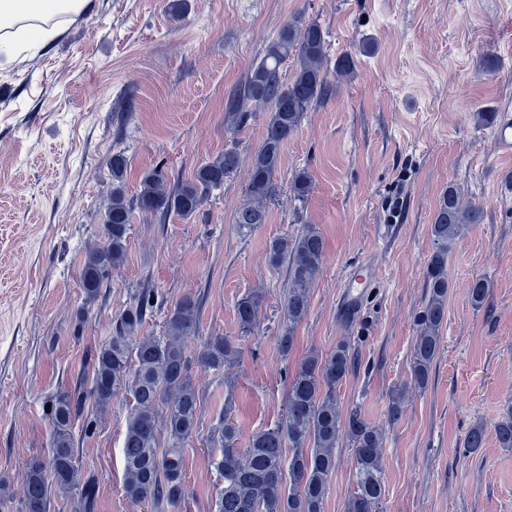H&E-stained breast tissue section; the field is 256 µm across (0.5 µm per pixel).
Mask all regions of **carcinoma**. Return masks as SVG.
Segmentation results:
<instances>
[{"label":"carcinoma","instance_id":"1","mask_svg":"<svg viewBox=\"0 0 512 512\" xmlns=\"http://www.w3.org/2000/svg\"><path fill=\"white\" fill-rule=\"evenodd\" d=\"M328 42L322 26L302 15L293 17L271 42L249 71L235 98L268 113L263 141L250 162L245 201L236 212L235 223L253 229L267 221L268 206L277 192L276 177L282 146L294 134L306 112L323 102L329 90ZM293 60L291 79L282 78L281 66ZM247 112L230 102L225 131L234 136L246 123ZM241 162L237 143L224 153L202 162L192 179L167 187L168 173L162 167L146 172L139 193L128 198L124 177L128 159L124 152L112 153V196L106 210L102 240L85 253L81 288L91 305L125 258L127 231L132 213L166 219L196 215L213 192L224 187ZM312 189L311 177L303 172L291 185L301 201ZM481 212L465 206L459 189L450 185L442 193L431 224L434 250L426 269V298L417 316L418 332L410 363V383L421 391L431 381V368L440 352L441 329L447 314L448 252L465 226L479 221ZM324 256V239L314 229L295 237L274 239L268 249L269 265H287L288 292L284 310L288 328L278 337L283 355L293 349L294 328L307 316L310 288L318 277ZM490 283L477 277L470 282L469 299L480 307L488 299ZM261 296L248 294L238 300L240 327L256 323ZM202 298L187 294L180 298L164 320V334L138 340L134 335L150 317L154 298L143 293L118 313L108 339L101 344L84 378L64 393L50 396L53 436L48 457H34L28 464L21 512H50L52 495L78 491L82 512H95L97 479L81 478L76 464L73 426L84 419L86 408L106 411L117 392L132 396L122 454L124 489L134 504L152 502L174 508L185 496L182 478L184 444L197 431L202 398L190 371L188 343L199 336ZM235 342L210 336L202 343L198 361L222 371L239 357ZM350 345L341 342L327 357L315 353L305 357L288 382L286 409L272 428L255 433L250 447L237 448L238 428L229 420L232 400L224 403V418L211 432L218 450L214 464L224 481L216 499V512H321L329 475L336 468L335 449L341 436L349 440L354 454L355 491L346 512H381L385 489L382 456L385 432L370 424L353 407L341 413L336 388L354 368ZM409 388L391 391L388 423H396L408 402ZM168 434L160 447L158 423ZM493 430L499 444L512 448V402L506 404Z\"/></svg>","mask_w":512,"mask_h":512}]
</instances>
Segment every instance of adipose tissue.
Here are the masks:
<instances>
[{
    "mask_svg": "<svg viewBox=\"0 0 512 512\" xmlns=\"http://www.w3.org/2000/svg\"><path fill=\"white\" fill-rule=\"evenodd\" d=\"M87 0H0V45L23 49L60 32L61 17L84 14Z\"/></svg>",
    "mask_w": 512,
    "mask_h": 512,
    "instance_id": "adipose-tissue-1",
    "label": "adipose tissue"
}]
</instances>
